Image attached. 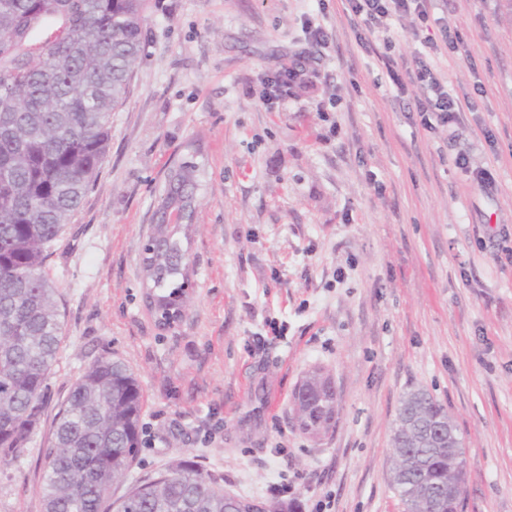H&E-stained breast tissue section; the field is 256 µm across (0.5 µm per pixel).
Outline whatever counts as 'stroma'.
I'll return each instance as SVG.
<instances>
[{"label": "stroma", "instance_id": "stroma-1", "mask_svg": "<svg viewBox=\"0 0 512 512\" xmlns=\"http://www.w3.org/2000/svg\"><path fill=\"white\" fill-rule=\"evenodd\" d=\"M392 44L359 38L347 0H150L107 157L46 271L64 323L41 420L0 463V512H43L41 457L72 385L118 357L144 391L136 473L192 458L289 512H403L392 427L428 390L466 443L463 512H512V0H448ZM313 17L327 44L305 39ZM455 132L427 129L425 91L397 94L441 27ZM317 71L276 108L262 76ZM490 168L485 195L448 161ZM196 163L192 305L169 329L143 303L141 246L168 170ZM276 322L282 335H272ZM333 379L335 426L301 433L292 393Z\"/></svg>", "mask_w": 512, "mask_h": 512}]
</instances>
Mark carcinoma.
<instances>
[{"mask_svg": "<svg viewBox=\"0 0 512 512\" xmlns=\"http://www.w3.org/2000/svg\"><path fill=\"white\" fill-rule=\"evenodd\" d=\"M148 0H0V461L24 450L40 420L61 342L50 250L107 156L112 112L126 101ZM189 224H155L142 245L144 304L163 328L183 316L192 287ZM144 393L119 358L90 364L73 384L43 451L44 512H105L139 451ZM291 411L312 438L336 422V390L321 369L296 388ZM393 454L401 503L424 480L437 512H462L448 482L465 472L464 441L427 391L407 392ZM216 478L185 459L145 475L117 512H285L267 500H227Z\"/></svg>", "mask_w": 512, "mask_h": 512, "instance_id": "carcinoma-1", "label": "carcinoma"}]
</instances>
